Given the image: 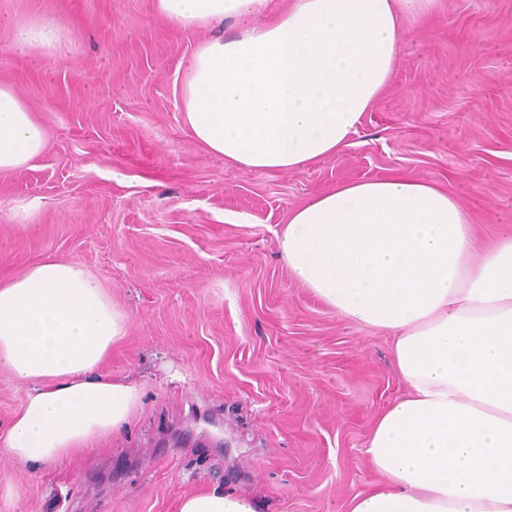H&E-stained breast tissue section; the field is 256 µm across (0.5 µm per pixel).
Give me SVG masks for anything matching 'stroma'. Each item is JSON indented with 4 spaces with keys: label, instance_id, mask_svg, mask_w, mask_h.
<instances>
[{
    "label": "stroma",
    "instance_id": "35a3bbf8",
    "mask_svg": "<svg viewBox=\"0 0 512 512\" xmlns=\"http://www.w3.org/2000/svg\"><path fill=\"white\" fill-rule=\"evenodd\" d=\"M15 21L55 26L54 56L13 51ZM209 36L150 0H0V82L50 136L32 167L0 173V279L47 254L84 263L129 316L113 373L145 384L93 463L35 484L0 465L16 512H176L211 483L262 512H348L377 481L373 423L406 387L389 336L291 279L289 211L398 171L453 189L480 233L512 231V0H444L350 146L288 172H244L191 139L175 78Z\"/></svg>",
    "mask_w": 512,
    "mask_h": 512
}]
</instances>
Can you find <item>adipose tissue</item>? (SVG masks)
Returning <instances> with one entry per match:
<instances>
[{
  "instance_id": "adipose-tissue-1",
  "label": "adipose tissue",
  "mask_w": 512,
  "mask_h": 512,
  "mask_svg": "<svg viewBox=\"0 0 512 512\" xmlns=\"http://www.w3.org/2000/svg\"><path fill=\"white\" fill-rule=\"evenodd\" d=\"M182 30L231 20L200 42L175 89L193 141L248 173L335 155L392 82L405 21L440 0H151ZM58 36L17 26L12 48L55 51ZM49 134L0 82V172L31 167ZM293 278L331 311L392 336L408 388L364 450L382 481L349 512H512V234L478 238L452 189L393 173L344 182L291 210L278 235ZM130 322L80 261L45 256L0 280V371L23 389L0 433V461L31 479L121 437L144 384L111 374ZM211 484L177 512H259Z\"/></svg>"
}]
</instances>
